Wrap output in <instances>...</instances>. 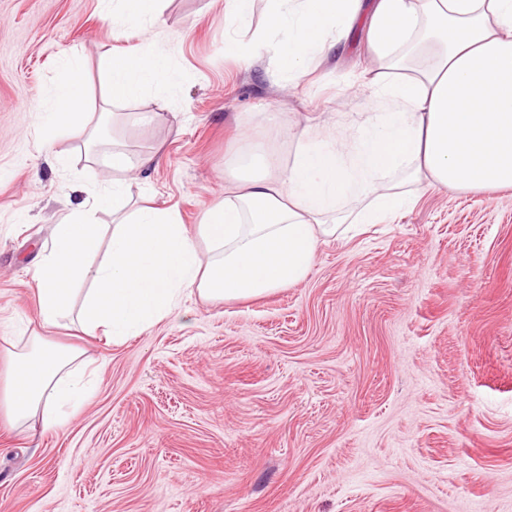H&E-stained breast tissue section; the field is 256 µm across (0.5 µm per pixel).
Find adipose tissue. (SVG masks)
Returning a JSON list of instances; mask_svg holds the SVG:
<instances>
[{
	"mask_svg": "<svg viewBox=\"0 0 512 512\" xmlns=\"http://www.w3.org/2000/svg\"><path fill=\"white\" fill-rule=\"evenodd\" d=\"M117 25L155 26L162 0H102ZM263 33L226 43L248 60L273 55L277 79L304 78L313 54L329 53L364 26L375 67L368 111L342 118L335 134L277 127L291 140L273 161L250 133L228 159L224 196L195 229L167 209L132 201L122 174L153 167L157 154L114 141L102 163L116 177L55 225L33 272L44 325L69 319L88 336L119 343L175 314L185 294L227 301L297 284L319 244L348 224H382L414 203L422 186L486 192L512 189V0H269ZM287 40H279V33ZM70 79L49 92L41 135L90 141L94 127L84 62L68 57ZM102 108L164 92L174 81L165 56L142 45L100 63ZM112 213L111 229L94 218ZM109 246L99 263L91 257ZM210 247L202 260L198 244ZM86 283L82 303L75 286ZM83 349L44 336L0 347V410L30 435L59 429L60 407L79 409L89 393L74 367Z\"/></svg>",
	"mask_w": 512,
	"mask_h": 512,
	"instance_id": "adipose-tissue-1",
	"label": "adipose tissue"
}]
</instances>
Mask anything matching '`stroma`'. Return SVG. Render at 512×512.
Instances as JSON below:
<instances>
[{
	"instance_id": "35a3bbf8",
	"label": "stroma",
	"mask_w": 512,
	"mask_h": 512,
	"mask_svg": "<svg viewBox=\"0 0 512 512\" xmlns=\"http://www.w3.org/2000/svg\"><path fill=\"white\" fill-rule=\"evenodd\" d=\"M225 0H166L163 22L114 37L100 0H0V337L67 342L38 318L33 267L54 224L113 174L80 141L40 136L65 55L98 65L151 39L177 80L122 113L154 149L126 177L195 228L224 195L238 123L262 112L335 125L367 109L363 27L295 88L273 62L224 50L265 29L268 0L232 23ZM86 404L37 438L0 421V512H512V190L425 188L385 224L318 247L300 283L205 301L121 343L84 336Z\"/></svg>"
}]
</instances>
